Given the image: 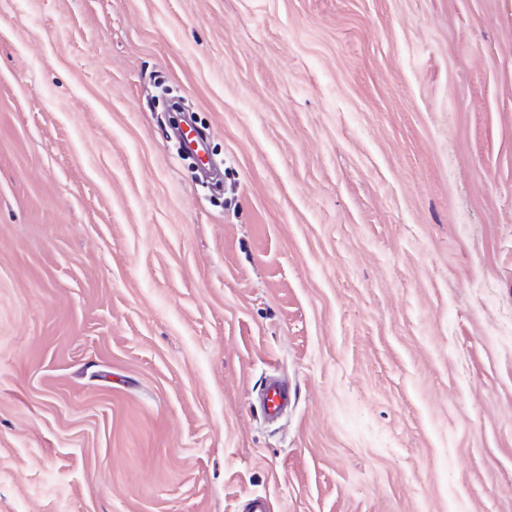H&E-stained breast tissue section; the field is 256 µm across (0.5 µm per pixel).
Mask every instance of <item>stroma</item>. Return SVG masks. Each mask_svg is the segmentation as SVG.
Here are the masks:
<instances>
[{"mask_svg":"<svg viewBox=\"0 0 512 512\" xmlns=\"http://www.w3.org/2000/svg\"><path fill=\"white\" fill-rule=\"evenodd\" d=\"M255 495L512 512V0H0V512ZM261 409L267 419L278 418L291 404V390L278 380L269 378L260 392Z\"/></svg>","mask_w":512,"mask_h":512,"instance_id":"1","label":"stroma"}]
</instances>
